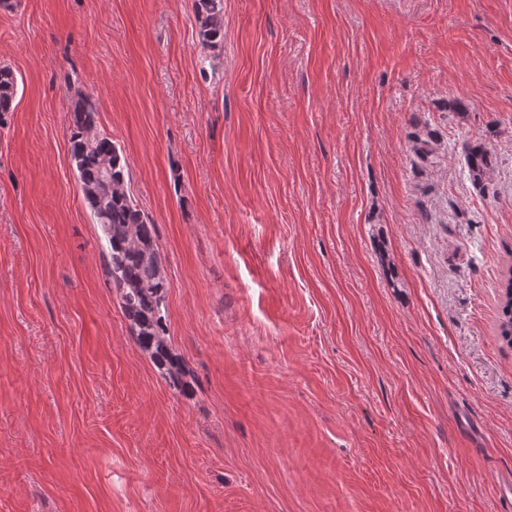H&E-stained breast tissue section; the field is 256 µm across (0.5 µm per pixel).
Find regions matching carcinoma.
Wrapping results in <instances>:
<instances>
[{
	"label": "carcinoma",
	"instance_id": "cac0c4a2",
	"mask_svg": "<svg viewBox=\"0 0 512 512\" xmlns=\"http://www.w3.org/2000/svg\"><path fill=\"white\" fill-rule=\"evenodd\" d=\"M198 37L204 48L224 41L223 0H194ZM18 78L0 66V115L14 110ZM70 156L82 198L106 242V269L115 288L130 335L174 389L187 393L186 367L168 337L167 278L155 237V224L127 188V161L112 137L98 128V111L85 93L71 91ZM410 150L428 165L448 150L442 135L428 122L410 136ZM464 166L472 184L495 194L498 156L486 141L475 138L463 147ZM499 335L512 344V272L505 285Z\"/></svg>",
	"mask_w": 512,
	"mask_h": 512
}]
</instances>
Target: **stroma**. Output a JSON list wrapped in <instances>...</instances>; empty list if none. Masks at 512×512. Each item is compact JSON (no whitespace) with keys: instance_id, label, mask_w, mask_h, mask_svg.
Here are the masks:
<instances>
[{"instance_id":"1","label":"stroma","mask_w":512,"mask_h":512,"mask_svg":"<svg viewBox=\"0 0 512 512\" xmlns=\"http://www.w3.org/2000/svg\"><path fill=\"white\" fill-rule=\"evenodd\" d=\"M202 54L193 0H0V512H512V0H224ZM74 87L155 224L189 393L107 275ZM18 78L15 72L6 65L0 66V115L14 110L17 96ZM410 142V150L425 165L434 163L442 152L448 150L442 135L426 121L418 124L416 131L410 136ZM464 166L472 184L484 194H495V174L498 156L482 137L474 138L463 147ZM512 268L505 285L502 316L499 323V335L508 344H512Z\"/></svg>"}]
</instances>
